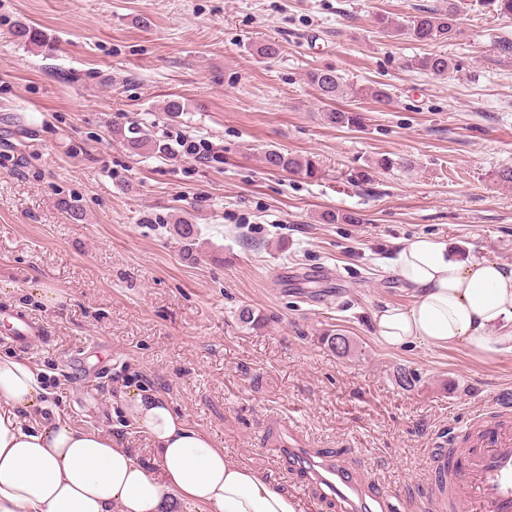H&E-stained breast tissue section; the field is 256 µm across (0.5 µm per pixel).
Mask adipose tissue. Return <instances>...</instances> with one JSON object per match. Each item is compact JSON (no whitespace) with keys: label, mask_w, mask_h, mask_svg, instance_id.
Here are the masks:
<instances>
[{"label":"adipose tissue","mask_w":512,"mask_h":512,"mask_svg":"<svg viewBox=\"0 0 512 512\" xmlns=\"http://www.w3.org/2000/svg\"><path fill=\"white\" fill-rule=\"evenodd\" d=\"M392 271L411 289L410 307L373 316L388 347L464 345L512 354V265L458 257L447 241L420 235L399 247ZM40 372L0 359V512H298L295 499L258 468L232 461L162 394L121 388L116 402L153 444L159 471L144 467L102 428L77 429L51 413ZM44 417L27 426L19 412Z\"/></svg>","instance_id":"adipose-tissue-1"}]
</instances>
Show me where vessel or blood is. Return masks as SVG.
Segmentation results:
<instances>
[{
	"instance_id": "1",
	"label": "vessel or blood",
	"mask_w": 512,
	"mask_h": 512,
	"mask_svg": "<svg viewBox=\"0 0 512 512\" xmlns=\"http://www.w3.org/2000/svg\"><path fill=\"white\" fill-rule=\"evenodd\" d=\"M10 338L27 348L45 341L46 333L41 324L19 316L10 327ZM507 412V406L497 402L475 416L469 446L449 457L448 484L433 486L425 512H512V426L503 422ZM289 453L308 485L334 501L338 512H398L392 497L367 491L343 461L315 460L299 447Z\"/></svg>"
}]
</instances>
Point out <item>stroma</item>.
<instances>
[{
  "label": "stroma",
  "instance_id": "stroma-1",
  "mask_svg": "<svg viewBox=\"0 0 512 512\" xmlns=\"http://www.w3.org/2000/svg\"><path fill=\"white\" fill-rule=\"evenodd\" d=\"M440 0H0V358L41 371L78 429L120 426L150 470L146 436L112 416V389L168 396L231 459L281 484L301 512H334L301 488L289 441L331 452L374 492L422 512L433 449L493 401H512V355L463 346L387 347L371 316L414 302L389 260L425 234L461 254L512 264V18L464 0L452 40L425 46L381 31L376 15ZM25 23L53 42L16 41ZM278 41L267 63L247 47ZM442 52L440 79L408 60ZM333 70L390 100H345L362 129H340L309 83ZM184 105L179 117L167 100ZM211 142L212 162L131 154L113 125ZM319 159L309 180L267 170L262 151ZM388 157L393 167L378 168ZM368 170L371 179L355 183ZM355 224H329L328 212ZM200 231L196 259L170 232ZM55 290V302L42 293ZM248 306L263 322L246 329ZM45 327L22 349L12 315ZM336 329L342 355L321 343ZM419 373L401 388L399 369ZM293 419L294 434L278 422Z\"/></svg>",
  "mask_w": 512,
  "mask_h": 512
}]
</instances>
